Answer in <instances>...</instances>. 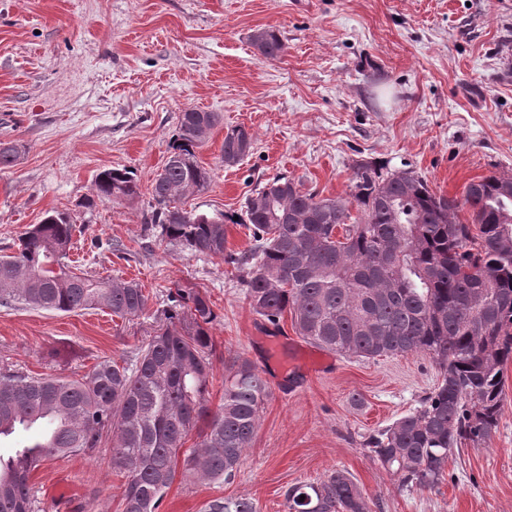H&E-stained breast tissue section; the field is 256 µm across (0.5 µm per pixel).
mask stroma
<instances>
[{
  "label": "stroma",
  "instance_id": "stroma-1",
  "mask_svg": "<svg viewBox=\"0 0 512 512\" xmlns=\"http://www.w3.org/2000/svg\"><path fill=\"white\" fill-rule=\"evenodd\" d=\"M276 29L283 57L251 44ZM218 113L198 150L212 172L187 208L230 217L229 252L251 251L239 224L248 196L276 175L323 197L348 196L357 163L412 170L438 195L473 180L512 177V0H0V142L21 148L0 168V255L45 213L71 214L78 272L136 281L148 297L128 320L105 309L71 313L0 306V370L78 379L144 347L176 286L206 292L217 315L209 405L218 409L230 360L263 369L272 390L234 481L176 477L164 512H204L218 497H249L288 512L289 486L349 471L372 512H512V364L499 425L486 447L454 451L442 482L405 490L375 463L368 437L413 411L438 383L425 354L331 355L283 319L287 372L268 363L267 335L223 258L155 237L154 200L181 112ZM245 126L251 153L228 166V128ZM130 167L133 203L99 201L96 174ZM94 456L41 463L32 486L43 512H123L125 479Z\"/></svg>",
  "mask_w": 512,
  "mask_h": 512
}]
</instances>
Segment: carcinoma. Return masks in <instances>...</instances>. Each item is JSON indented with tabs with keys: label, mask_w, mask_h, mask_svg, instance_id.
I'll use <instances>...</instances> for the list:
<instances>
[{
	"label": "carcinoma",
	"mask_w": 512,
	"mask_h": 512,
	"mask_svg": "<svg viewBox=\"0 0 512 512\" xmlns=\"http://www.w3.org/2000/svg\"><path fill=\"white\" fill-rule=\"evenodd\" d=\"M256 41L266 60L286 52L273 28L256 31ZM218 123L215 112L181 113L145 223L163 240L235 265L253 312L277 330L288 312L297 335L344 356L429 355L437 386L419 409L370 436L368 447L401 485L435 487L453 450L487 444L502 414L504 369L512 363V178L473 181L460 201L434 194L412 170L382 173L370 163L355 167L347 198H321L277 175L269 182L286 191L271 198L262 187L245 203L254 251L233 255L226 253L224 215L176 205L209 186L211 171L197 150ZM253 142L234 127L224 135V156L241 161ZM95 187L99 199L117 203L140 194L130 168L100 171ZM464 207L470 224L457 221ZM74 232L69 213L51 210L19 238L15 254L0 256V306L100 308L123 319L145 313L148 297L138 283L72 270ZM170 298L166 326L129 365L104 359L76 380L1 372L0 439L30 429L37 415L52 419L54 433L34 444L43 462L92 456L112 437L108 463L126 477L124 512H158L179 472L232 480L270 387L250 360L237 357L224 378V401L211 410L210 328L217 315L196 288L177 287ZM194 431L199 442L182 449ZM34 469L0 457V512H37ZM285 497L288 512H371L345 470L292 486ZM205 512L257 507L248 497L217 498Z\"/></svg>",
	"instance_id": "cac0c4a2"
}]
</instances>
